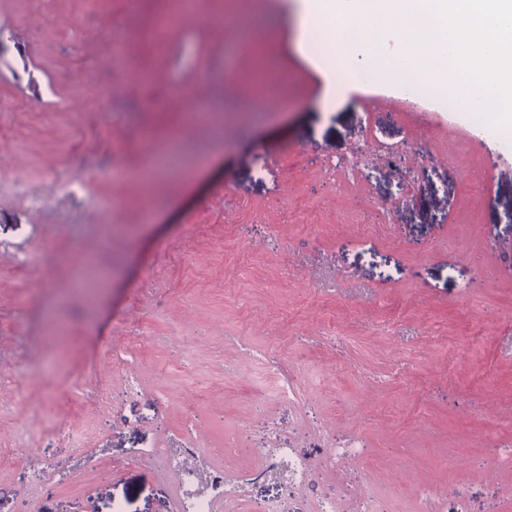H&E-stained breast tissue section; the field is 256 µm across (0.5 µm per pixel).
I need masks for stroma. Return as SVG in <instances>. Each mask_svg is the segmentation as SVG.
Returning a JSON list of instances; mask_svg holds the SVG:
<instances>
[{
  "label": "stroma",
  "mask_w": 512,
  "mask_h": 512,
  "mask_svg": "<svg viewBox=\"0 0 512 512\" xmlns=\"http://www.w3.org/2000/svg\"><path fill=\"white\" fill-rule=\"evenodd\" d=\"M166 3L0 0V512H176L145 451L192 440L307 464L216 512H512V149L370 81L323 108L294 0Z\"/></svg>",
  "instance_id": "stroma-1"
}]
</instances>
